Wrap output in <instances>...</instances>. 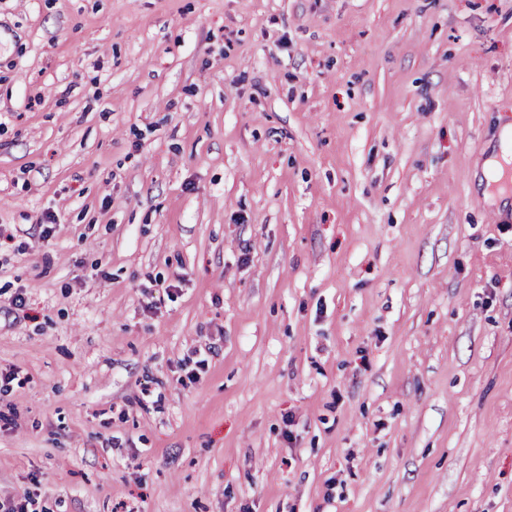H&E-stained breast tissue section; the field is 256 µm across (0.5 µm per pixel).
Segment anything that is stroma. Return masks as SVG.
Here are the masks:
<instances>
[{"label":"stroma","mask_w":512,"mask_h":512,"mask_svg":"<svg viewBox=\"0 0 512 512\" xmlns=\"http://www.w3.org/2000/svg\"><path fill=\"white\" fill-rule=\"evenodd\" d=\"M507 125L512 0H0V497L512 512Z\"/></svg>","instance_id":"1"}]
</instances>
